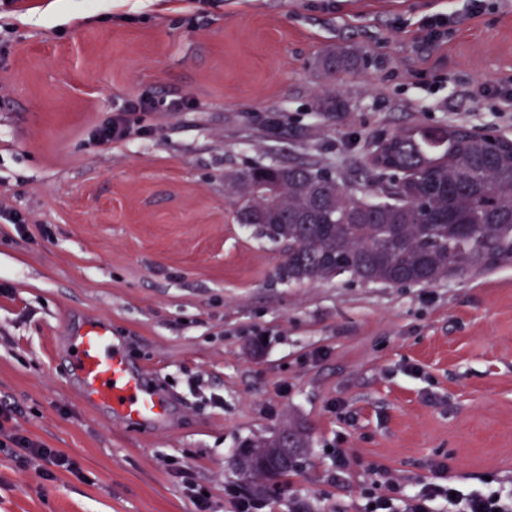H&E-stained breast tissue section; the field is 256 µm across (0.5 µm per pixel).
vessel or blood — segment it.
<instances>
[{
  "label": "vessel or blood",
  "instance_id": "vessel-or-blood-1",
  "mask_svg": "<svg viewBox=\"0 0 512 512\" xmlns=\"http://www.w3.org/2000/svg\"><path fill=\"white\" fill-rule=\"evenodd\" d=\"M68 370L85 401L130 426H149L166 419L169 401L145 383L117 346L112 326L103 320L84 323L66 340Z\"/></svg>",
  "mask_w": 512,
  "mask_h": 512
}]
</instances>
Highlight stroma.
<instances>
[{"label": "stroma", "instance_id": "35a3bbf8", "mask_svg": "<svg viewBox=\"0 0 512 512\" xmlns=\"http://www.w3.org/2000/svg\"><path fill=\"white\" fill-rule=\"evenodd\" d=\"M16 0L0 9V400L84 479L0 451V512H363L367 470L409 489L512 481V263L429 286L278 281L279 246L233 219L224 175L314 161L361 187L376 143L415 127L490 128L512 106V0ZM453 10L446 39L425 16ZM359 53L326 75L324 52ZM190 96L152 135L89 133L128 98ZM341 108L325 111L327 98ZM48 235H40L38 225ZM112 325L169 417L131 428L66 374L71 327ZM304 428L297 473L254 498L244 441ZM353 476L335 484L336 449ZM448 23H450L448 13L439 12L422 18L419 22V28L424 40L440 41L448 36Z\"/></svg>", "mask_w": 512, "mask_h": 512}]
</instances>
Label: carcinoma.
<instances>
[{"label":"carcinoma","mask_w":512,"mask_h":512,"mask_svg":"<svg viewBox=\"0 0 512 512\" xmlns=\"http://www.w3.org/2000/svg\"><path fill=\"white\" fill-rule=\"evenodd\" d=\"M320 63L335 74L359 59L329 50ZM394 139L406 184L377 173L359 191L316 163L254 164L225 174L236 223L283 247L279 280L429 285L512 259V143L492 150L447 128H407ZM255 183L275 192L257 196ZM271 445L267 437L239 450V469L256 496L296 472L245 452Z\"/></svg>","instance_id":"carcinoma-1"}]
</instances>
